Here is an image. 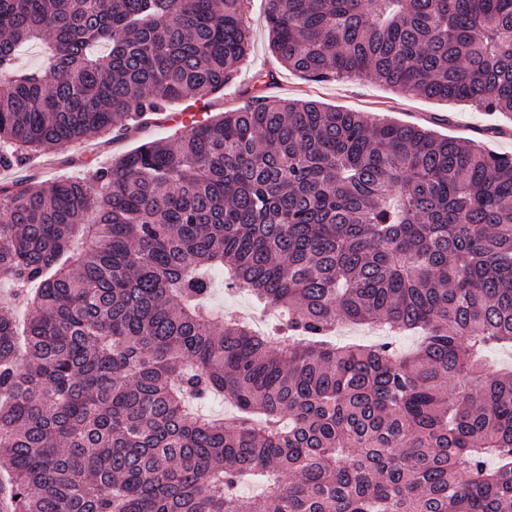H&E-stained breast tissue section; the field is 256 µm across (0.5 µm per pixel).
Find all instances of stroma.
<instances>
[{
  "instance_id": "stroma-1",
  "label": "stroma",
  "mask_w": 512,
  "mask_h": 512,
  "mask_svg": "<svg viewBox=\"0 0 512 512\" xmlns=\"http://www.w3.org/2000/svg\"><path fill=\"white\" fill-rule=\"evenodd\" d=\"M245 13L253 35L251 56L235 80L224 91L213 95L208 105H177L171 114L150 116L142 125L126 130L118 128L102 137H88L72 149L33 157L15 170L0 169V183L24 177L48 183L62 175L84 176L85 163L108 165L112 158L141 143L176 137L217 113L245 105L252 94L256 74L267 71L274 74L273 82L262 90L263 96L269 99L315 100L361 112L373 119L390 118L462 140L481 141L495 152L512 155V119L393 92L368 79L322 83L301 79L281 66L270 51L264 0H246Z\"/></svg>"
}]
</instances>
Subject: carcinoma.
Returning a JSON list of instances; mask_svg holds the SVG:
<instances>
[{
    "label": "carcinoma",
    "instance_id": "cac0c4a2",
    "mask_svg": "<svg viewBox=\"0 0 512 512\" xmlns=\"http://www.w3.org/2000/svg\"><path fill=\"white\" fill-rule=\"evenodd\" d=\"M305 80L512 118V0H266ZM244 0H0V168L207 100ZM45 46V69L19 49ZM272 307L211 314L209 271ZM0 512H512V155L255 96L0 184ZM389 340L338 345L342 324ZM420 333L410 353L391 337ZM224 399L235 415L186 404ZM266 486L247 499L240 486Z\"/></svg>",
    "mask_w": 512,
    "mask_h": 512
}]
</instances>
